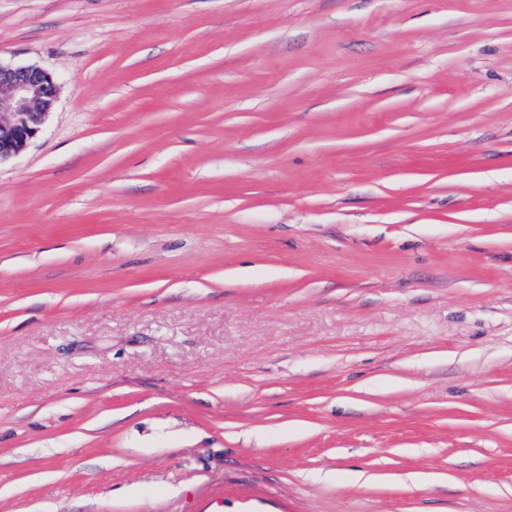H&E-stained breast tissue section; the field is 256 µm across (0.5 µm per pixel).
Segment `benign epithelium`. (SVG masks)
<instances>
[{"instance_id": "7a95c632", "label": "benign epithelium", "mask_w": 512, "mask_h": 512, "mask_svg": "<svg viewBox=\"0 0 512 512\" xmlns=\"http://www.w3.org/2000/svg\"><path fill=\"white\" fill-rule=\"evenodd\" d=\"M57 95L56 81L42 68L0 63V163L17 156L38 136Z\"/></svg>"}]
</instances>
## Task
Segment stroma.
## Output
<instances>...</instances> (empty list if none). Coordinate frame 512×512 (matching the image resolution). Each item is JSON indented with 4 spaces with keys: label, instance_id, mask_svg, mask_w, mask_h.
<instances>
[{
    "label": "stroma",
    "instance_id": "1",
    "mask_svg": "<svg viewBox=\"0 0 512 512\" xmlns=\"http://www.w3.org/2000/svg\"><path fill=\"white\" fill-rule=\"evenodd\" d=\"M0 512H512V0H0ZM57 95L56 81L42 68L0 62V164L38 136Z\"/></svg>",
    "mask_w": 512,
    "mask_h": 512
}]
</instances>
